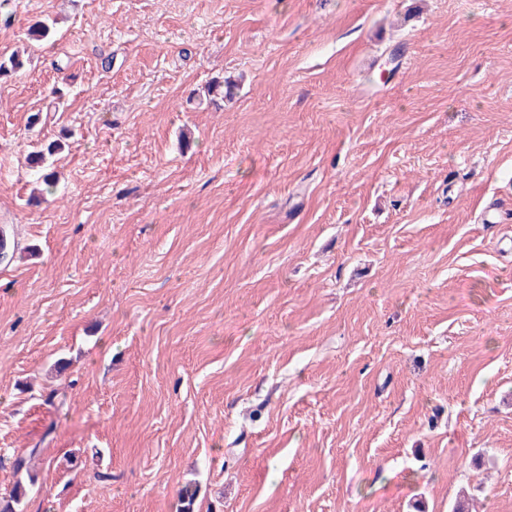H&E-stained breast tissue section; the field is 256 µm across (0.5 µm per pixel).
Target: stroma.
<instances>
[{"mask_svg":"<svg viewBox=\"0 0 512 512\" xmlns=\"http://www.w3.org/2000/svg\"><path fill=\"white\" fill-rule=\"evenodd\" d=\"M47 18L0 82V493L33 448L24 512H512V0H20L0 57Z\"/></svg>","mask_w":512,"mask_h":512,"instance_id":"1","label":"stroma"}]
</instances>
